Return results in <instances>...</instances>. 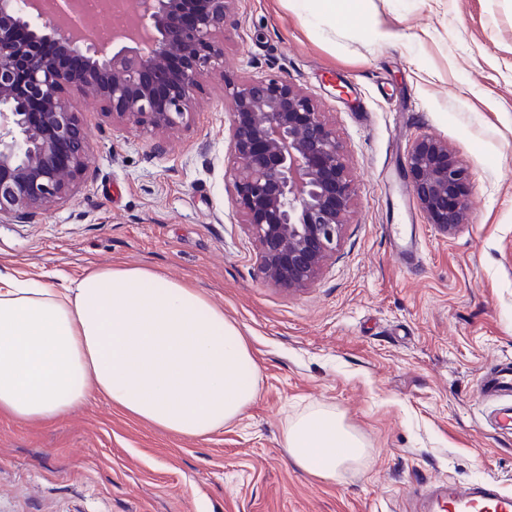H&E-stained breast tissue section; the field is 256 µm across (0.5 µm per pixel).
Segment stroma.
Masks as SVG:
<instances>
[{"label": "stroma", "mask_w": 512, "mask_h": 512, "mask_svg": "<svg viewBox=\"0 0 512 512\" xmlns=\"http://www.w3.org/2000/svg\"><path fill=\"white\" fill-rule=\"evenodd\" d=\"M270 75L320 103L356 191L321 276L297 291L265 283L232 202L224 85ZM68 96L90 169L70 200L0 223V265L54 283L98 266L189 282L241 329L257 393L204 440L101 397L51 423L0 416V512H410L420 482L512 490V429L488 422L479 395L482 373L512 358V0H364L339 25L301 0H236L223 64L178 127L143 134ZM426 134L470 173L451 235L427 222L404 166ZM412 240L410 268L397 247ZM314 405L367 446L333 481L284 447L288 420Z\"/></svg>", "instance_id": "obj_1"}]
</instances>
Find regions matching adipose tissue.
<instances>
[{"label": "adipose tissue", "mask_w": 512, "mask_h": 512, "mask_svg": "<svg viewBox=\"0 0 512 512\" xmlns=\"http://www.w3.org/2000/svg\"><path fill=\"white\" fill-rule=\"evenodd\" d=\"M258 377L223 310L157 271L90 269L56 288L0 269V415L44 423L98 395L167 433L204 439L253 402ZM284 446L325 480L367 457L342 415L323 406L289 420Z\"/></svg>", "instance_id": "obj_1"}]
</instances>
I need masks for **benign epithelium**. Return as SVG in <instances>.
Here are the masks:
<instances>
[{"label": "benign epithelium", "instance_id": "1", "mask_svg": "<svg viewBox=\"0 0 512 512\" xmlns=\"http://www.w3.org/2000/svg\"><path fill=\"white\" fill-rule=\"evenodd\" d=\"M235 0H139L132 33L112 42L75 37L55 22L36 25L33 0H0V223L21 222L67 200L90 165L89 133L66 95L101 98L141 132L182 123L204 72L219 63ZM77 54L68 72L44 51ZM232 201L256 243L259 269L276 288L314 282L336 247L355 190L343 147L317 102L276 76L229 85ZM405 166L431 224L447 234L466 223L460 201L467 169L440 139L414 141Z\"/></svg>", "mask_w": 512, "mask_h": 512}]
</instances>
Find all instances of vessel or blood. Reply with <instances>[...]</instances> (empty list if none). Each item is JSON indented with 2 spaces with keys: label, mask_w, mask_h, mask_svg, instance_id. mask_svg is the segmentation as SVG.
Returning <instances> with one entry per match:
<instances>
[{
  "label": "vessel or blood",
  "mask_w": 512,
  "mask_h": 512,
  "mask_svg": "<svg viewBox=\"0 0 512 512\" xmlns=\"http://www.w3.org/2000/svg\"><path fill=\"white\" fill-rule=\"evenodd\" d=\"M483 399L496 406L495 423L512 425V360H502L480 383ZM416 501H430L435 512H512V492L496 483H432L413 491Z\"/></svg>",
  "instance_id": "vessel-or-blood-1"
}]
</instances>
